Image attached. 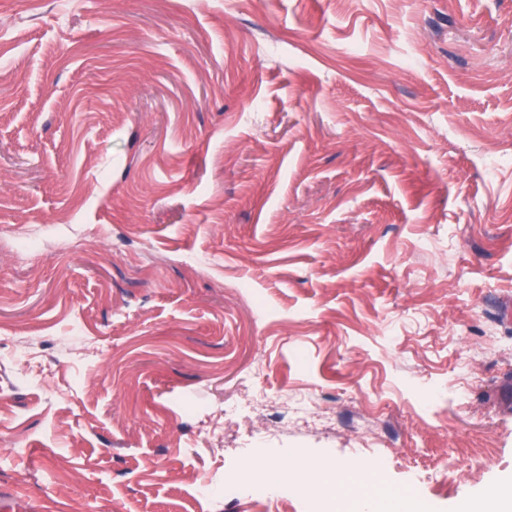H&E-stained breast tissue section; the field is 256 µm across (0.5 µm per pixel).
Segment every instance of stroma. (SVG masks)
<instances>
[{
  "mask_svg": "<svg viewBox=\"0 0 512 512\" xmlns=\"http://www.w3.org/2000/svg\"><path fill=\"white\" fill-rule=\"evenodd\" d=\"M509 305L512 0H0V490L28 512H306L301 480L222 491L300 453L484 503ZM245 386L332 417L253 440L281 410L225 423ZM260 464L269 471H273L284 476L288 475V470L277 468L276 466L259 460L248 462L249 465ZM268 470H254L249 474L244 473L242 467H234L224 472V494L232 495L236 498L261 499L268 504H278L279 501L288 495V487L292 482L290 475L278 481L272 479Z\"/></svg>",
  "mask_w": 512,
  "mask_h": 512,
  "instance_id": "stroma-1",
  "label": "stroma"
}]
</instances>
